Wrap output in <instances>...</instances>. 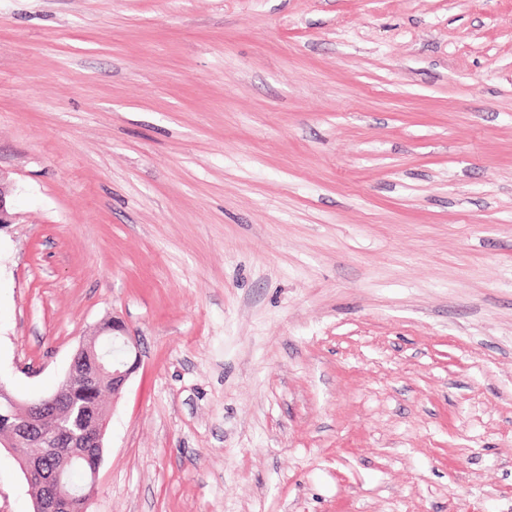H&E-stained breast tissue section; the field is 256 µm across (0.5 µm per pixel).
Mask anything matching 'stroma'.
<instances>
[{"mask_svg": "<svg viewBox=\"0 0 512 512\" xmlns=\"http://www.w3.org/2000/svg\"><path fill=\"white\" fill-rule=\"evenodd\" d=\"M0 171V380L138 343L88 512H512V0H0Z\"/></svg>", "mask_w": 512, "mask_h": 512, "instance_id": "35a3bbf8", "label": "stroma"}]
</instances>
